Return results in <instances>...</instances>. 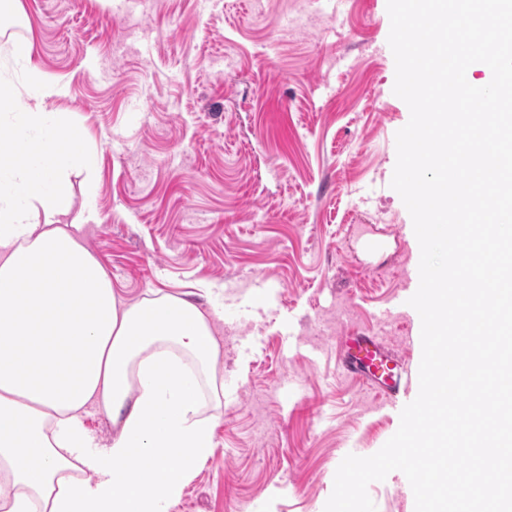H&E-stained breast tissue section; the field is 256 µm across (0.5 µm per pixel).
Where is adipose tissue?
Listing matches in <instances>:
<instances>
[{
  "instance_id": "1",
  "label": "adipose tissue",
  "mask_w": 512,
  "mask_h": 512,
  "mask_svg": "<svg viewBox=\"0 0 512 512\" xmlns=\"http://www.w3.org/2000/svg\"><path fill=\"white\" fill-rule=\"evenodd\" d=\"M0 512H168L214 453L224 396L211 317L186 295L127 304L81 243L51 221L92 166L63 115L14 109L0 84ZM103 412L97 445L81 415Z\"/></svg>"
}]
</instances>
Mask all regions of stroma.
<instances>
[{"mask_svg": "<svg viewBox=\"0 0 512 512\" xmlns=\"http://www.w3.org/2000/svg\"><path fill=\"white\" fill-rule=\"evenodd\" d=\"M387 0H21L0 20V81L92 146L73 170L84 245L129 303L202 289L220 307L213 455L169 512H324L342 449L376 453L399 411L339 376L336 338L379 332L419 367L408 303L420 247L390 182L410 111L393 92ZM30 41L29 59L10 57ZM383 248L365 253L360 233ZM377 512H415L402 472Z\"/></svg>", "mask_w": 512, "mask_h": 512, "instance_id": "stroma-1", "label": "stroma"}]
</instances>
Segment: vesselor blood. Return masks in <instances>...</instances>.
<instances>
[{
    "label": "vessel or blood",
    "instance_id": "obj_1",
    "mask_svg": "<svg viewBox=\"0 0 512 512\" xmlns=\"http://www.w3.org/2000/svg\"><path fill=\"white\" fill-rule=\"evenodd\" d=\"M336 371L393 408L400 405L411 385L409 363L377 333L362 329H348L337 336Z\"/></svg>",
    "mask_w": 512,
    "mask_h": 512
}]
</instances>
